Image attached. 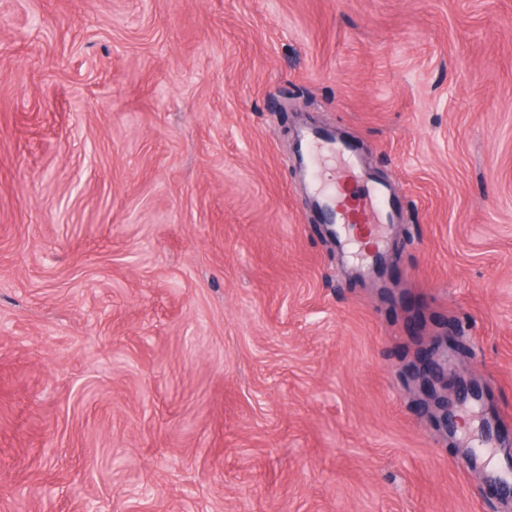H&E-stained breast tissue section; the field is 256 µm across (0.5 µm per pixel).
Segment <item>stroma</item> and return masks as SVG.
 Wrapping results in <instances>:
<instances>
[{"label":"stroma","instance_id":"1","mask_svg":"<svg viewBox=\"0 0 512 512\" xmlns=\"http://www.w3.org/2000/svg\"><path fill=\"white\" fill-rule=\"evenodd\" d=\"M304 126L398 188L379 269ZM489 424L512 0H0V512H512Z\"/></svg>","mask_w":512,"mask_h":512}]
</instances>
